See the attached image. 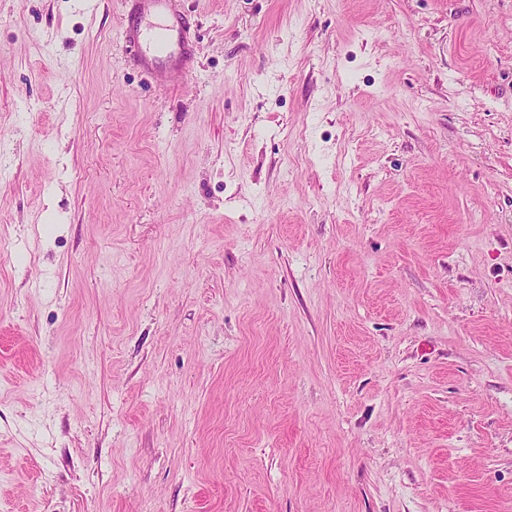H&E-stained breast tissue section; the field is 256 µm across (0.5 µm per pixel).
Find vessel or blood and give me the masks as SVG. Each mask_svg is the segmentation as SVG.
Wrapping results in <instances>:
<instances>
[{"instance_id":"b4317fda","label":"vessel or blood","mask_w":512,"mask_h":512,"mask_svg":"<svg viewBox=\"0 0 512 512\" xmlns=\"http://www.w3.org/2000/svg\"><path fill=\"white\" fill-rule=\"evenodd\" d=\"M125 48L143 71L178 87L194 55L189 14L181 0H122Z\"/></svg>"}]
</instances>
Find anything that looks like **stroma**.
Listing matches in <instances>:
<instances>
[{
	"mask_svg": "<svg viewBox=\"0 0 512 512\" xmlns=\"http://www.w3.org/2000/svg\"><path fill=\"white\" fill-rule=\"evenodd\" d=\"M0 0V512H512V0ZM182 0H123L125 48L143 71L179 87L194 55L190 15Z\"/></svg>",
	"mask_w": 512,
	"mask_h": 512,
	"instance_id": "1",
	"label": "stroma"
}]
</instances>
